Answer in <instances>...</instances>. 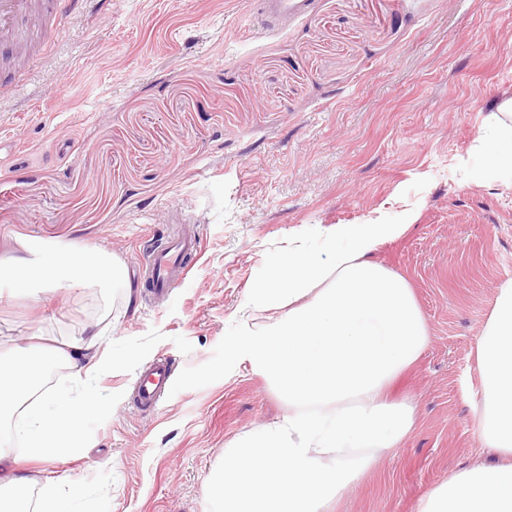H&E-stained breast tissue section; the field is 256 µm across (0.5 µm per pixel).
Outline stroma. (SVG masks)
Listing matches in <instances>:
<instances>
[{
	"label": "stroma",
	"instance_id": "1",
	"mask_svg": "<svg viewBox=\"0 0 512 512\" xmlns=\"http://www.w3.org/2000/svg\"><path fill=\"white\" fill-rule=\"evenodd\" d=\"M248 0H83L47 31L46 53L0 55V263L31 242L103 250L120 288L39 297L0 281V349L52 347L104 329L107 404L79 448L29 460V480H81L83 512H214L205 493L224 451L281 419L285 401L229 351L264 324L252 290L302 244L326 256L339 224L414 221L374 262L402 276L429 340L390 387L416 426L352 482L332 512H415L449 474L491 460L479 440L475 347L512 281V178L493 169L491 113L512 102V0H311L276 35ZM197 229L202 251L167 300L140 255L153 226ZM175 387L160 411L131 400L159 355Z\"/></svg>",
	"mask_w": 512,
	"mask_h": 512
}]
</instances>
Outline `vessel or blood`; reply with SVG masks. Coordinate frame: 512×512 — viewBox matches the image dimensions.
<instances>
[{"instance_id":"vessel-or-blood-1","label":"vessel or blood","mask_w":512,"mask_h":512,"mask_svg":"<svg viewBox=\"0 0 512 512\" xmlns=\"http://www.w3.org/2000/svg\"><path fill=\"white\" fill-rule=\"evenodd\" d=\"M307 6V0H252L249 20L259 30L273 34L288 20L303 15ZM34 7V0H0V47H17L24 43L18 20L31 14ZM152 238L153 243L142 262L153 294L163 298L186 279V260L199 250L201 237L195 232L176 235L162 226L154 231ZM174 383L172 359L164 355L157 357L135 380V407L150 413L158 412Z\"/></svg>"}]
</instances>
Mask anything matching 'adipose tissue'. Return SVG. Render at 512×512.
I'll list each match as a JSON object with an SVG mask.
<instances>
[{
    "mask_svg": "<svg viewBox=\"0 0 512 512\" xmlns=\"http://www.w3.org/2000/svg\"><path fill=\"white\" fill-rule=\"evenodd\" d=\"M407 229L404 222L337 225L333 236L345 247L330 248L325 260L295 247L255 287L257 306L280 315L236 337L232 353L269 377L288 412L225 449L206 485L221 512H327L412 433L414 407L386 399L384 390L418 360L427 327L408 283L371 259ZM30 252L10 282L33 296L126 282L123 264L105 251L80 256L36 244ZM475 355L479 436L500 460L451 473L416 512H512V282L500 288ZM39 360L68 364L73 380L34 403L43 382ZM111 364L94 334L60 348L0 352V419L32 458L72 450L85 417L105 401L95 382Z\"/></svg>",
    "mask_w": 512,
    "mask_h": 512,
    "instance_id": "ef3b65f1",
    "label": "adipose tissue"
}]
</instances>
